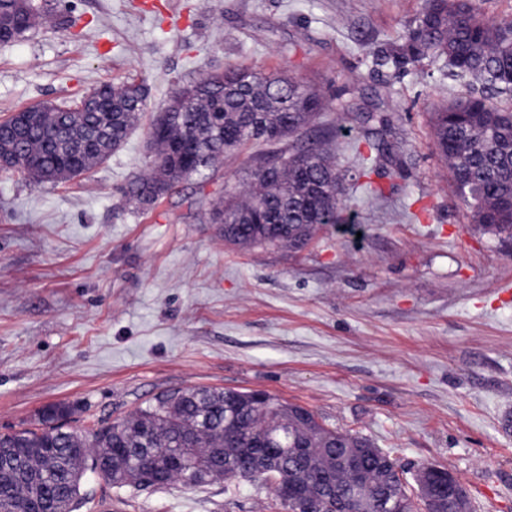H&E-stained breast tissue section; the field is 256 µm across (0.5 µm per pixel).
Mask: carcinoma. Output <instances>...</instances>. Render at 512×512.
Returning a JSON list of instances; mask_svg holds the SVG:
<instances>
[{
	"mask_svg": "<svg viewBox=\"0 0 512 512\" xmlns=\"http://www.w3.org/2000/svg\"><path fill=\"white\" fill-rule=\"evenodd\" d=\"M18 0H0V18L18 41L46 16ZM392 57L398 65L445 58L468 85L483 92L434 103L432 137L471 222L498 241L512 236V111L498 104L512 96V17L487 18L476 0H423L420 13ZM141 83L106 82L74 107L39 105L42 121L16 139L18 115L0 119V151L15 158L13 171L30 181L57 184L103 164L125 141L144 112ZM328 108L321 90L287 73L228 69L179 88L165 108L164 128L151 127L153 159L125 191L131 204L151 207L155 187H168L224 162V152L262 140L269 155L250 158L249 185L224 193L210 210L224 225V241L239 247L305 245L319 227L345 224L342 177L336 168V128L311 138L307 128ZM391 144L365 138L356 146L360 176L377 166ZM58 406L43 412L45 427L0 436L15 448V465L0 464V507L7 512H74L84 500L91 471L117 488L138 489L152 477L192 486L191 476L226 480L237 470L258 475L285 512L295 500L283 486L307 490L301 512H383L381 498H398L394 512H418L407 471L370 439L332 429L299 405L230 389L187 388L163 394L127 417L85 436L57 430ZM315 446L308 466L293 453ZM361 449L362 468L341 464ZM182 466L169 468L171 459Z\"/></svg>",
	"mask_w": 512,
	"mask_h": 512,
	"instance_id": "1",
	"label": "carcinoma"
}]
</instances>
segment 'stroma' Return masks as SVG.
<instances>
[{"label": "stroma", "instance_id": "35a3bbf8", "mask_svg": "<svg viewBox=\"0 0 512 512\" xmlns=\"http://www.w3.org/2000/svg\"><path fill=\"white\" fill-rule=\"evenodd\" d=\"M421 3L52 0L53 22L0 44V119L105 82L148 90L137 128L90 172L60 184L0 172V433L59 404L89 433L169 391L262 390L405 468L444 467L472 512H512V246L471 224L432 143L433 103L466 81L441 59L391 61ZM236 67L326 95L316 124L336 128L355 229L323 227L299 251L227 245L212 204L263 143L152 209L122 198L174 92ZM382 118L396 136L375 200L351 144ZM225 486L116 489L90 473L78 512H283L262 480Z\"/></svg>", "mask_w": 512, "mask_h": 512}]
</instances>
